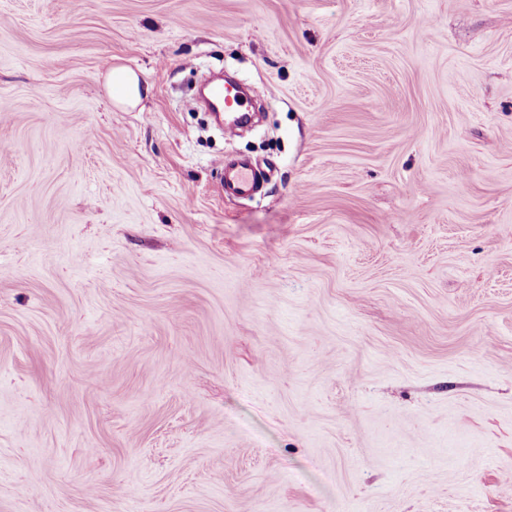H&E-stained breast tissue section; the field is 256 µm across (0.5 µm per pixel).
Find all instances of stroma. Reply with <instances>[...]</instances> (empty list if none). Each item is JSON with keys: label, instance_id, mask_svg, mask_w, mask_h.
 I'll use <instances>...</instances> for the list:
<instances>
[{"label": "stroma", "instance_id": "35a3bbf8", "mask_svg": "<svg viewBox=\"0 0 512 512\" xmlns=\"http://www.w3.org/2000/svg\"><path fill=\"white\" fill-rule=\"evenodd\" d=\"M0 512H512V0H0ZM106 82L111 98L118 107L137 106L149 92L148 87L140 83L137 74L124 66H111ZM208 100L218 119H220L221 115L223 116L221 112H234L239 114V117H246V114L238 112H249L250 102L246 97L240 95L239 89L234 84L225 83L224 85L213 87ZM215 101L222 103L220 110L216 109ZM265 174L246 159L224 161V193L244 196L253 193L264 180Z\"/></svg>", "mask_w": 512, "mask_h": 512}]
</instances>
